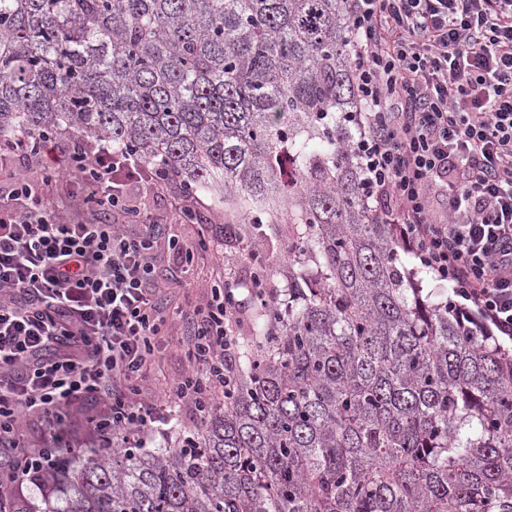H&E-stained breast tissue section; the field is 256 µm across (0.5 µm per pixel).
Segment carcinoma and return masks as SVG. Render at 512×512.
I'll use <instances>...</instances> for the list:
<instances>
[{"mask_svg": "<svg viewBox=\"0 0 512 512\" xmlns=\"http://www.w3.org/2000/svg\"><path fill=\"white\" fill-rule=\"evenodd\" d=\"M344 0H0V151L61 132L288 225V285L185 446L37 476L11 512H512V352L423 292L348 150Z\"/></svg>", "mask_w": 512, "mask_h": 512, "instance_id": "1", "label": "carcinoma"}]
</instances>
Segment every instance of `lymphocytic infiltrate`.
Instances as JSON below:
<instances>
[{"mask_svg": "<svg viewBox=\"0 0 512 512\" xmlns=\"http://www.w3.org/2000/svg\"><path fill=\"white\" fill-rule=\"evenodd\" d=\"M348 11L361 103L350 148L369 196L451 285L459 314L512 340V0H348ZM89 170L77 175L63 154L41 181L19 174L0 186V460L21 459L26 477L57 465L24 445L28 418L58 448L60 414L94 397V443L118 435L142 448L167 435L176 407L205 415L215 392L236 385L247 301L275 297L261 253L246 247L249 281L225 276L189 317L191 371L165 398H135L166 318L153 276L159 227L127 188L145 176L158 190L168 181L106 146ZM64 179L82 204L139 217L140 231L63 220L43 189ZM435 190L448 202L443 222Z\"/></svg>", "mask_w": 512, "mask_h": 512, "instance_id": "lymphocytic-infiltrate-1", "label": "lymphocytic infiltrate"}]
</instances>
